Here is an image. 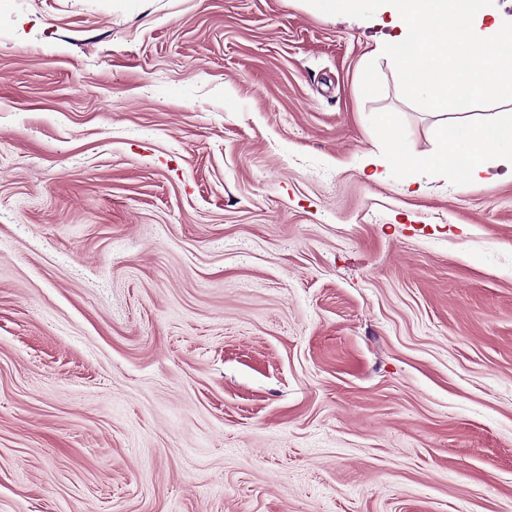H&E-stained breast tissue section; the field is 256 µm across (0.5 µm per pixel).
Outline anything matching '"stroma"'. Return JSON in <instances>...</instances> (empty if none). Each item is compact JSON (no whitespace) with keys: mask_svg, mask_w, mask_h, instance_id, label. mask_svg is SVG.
<instances>
[{"mask_svg":"<svg viewBox=\"0 0 512 512\" xmlns=\"http://www.w3.org/2000/svg\"><path fill=\"white\" fill-rule=\"evenodd\" d=\"M375 10L0 0V512H512V169L370 177Z\"/></svg>","mask_w":512,"mask_h":512,"instance_id":"35a3bbf8","label":"stroma"}]
</instances>
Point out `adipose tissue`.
Segmentation results:
<instances>
[{
	"label": "adipose tissue",
	"mask_w": 512,
	"mask_h": 512,
	"mask_svg": "<svg viewBox=\"0 0 512 512\" xmlns=\"http://www.w3.org/2000/svg\"><path fill=\"white\" fill-rule=\"evenodd\" d=\"M378 10L392 33L375 53L392 65L405 96L448 93L456 108L471 113L490 101L512 103V24L493 17L488 0H380ZM382 133L408 170L445 164L480 182L488 160L512 168V116L471 117L433 155L398 151L393 123Z\"/></svg>",
	"instance_id": "1"
}]
</instances>
